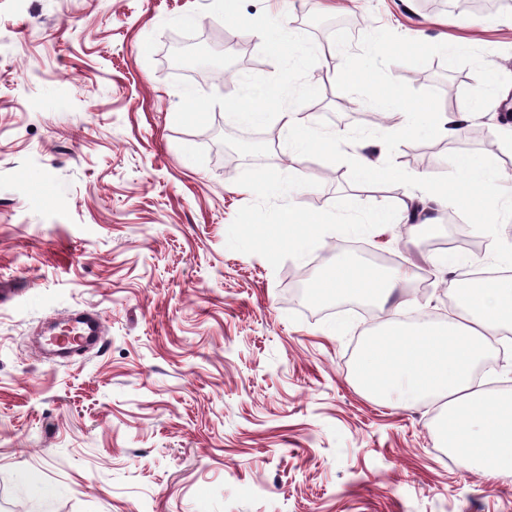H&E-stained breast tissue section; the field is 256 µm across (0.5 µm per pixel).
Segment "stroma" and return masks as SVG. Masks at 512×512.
Segmentation results:
<instances>
[{"mask_svg": "<svg viewBox=\"0 0 512 512\" xmlns=\"http://www.w3.org/2000/svg\"><path fill=\"white\" fill-rule=\"evenodd\" d=\"M211 2L0 0V512H512V479L444 456L439 400L397 406L355 383L382 310L327 313L313 295L340 260L396 256L430 275L424 292L405 288L407 311L447 321L453 294L427 237L363 222L408 185L353 184L346 165L296 154L280 125L267 137L218 106L205 129L176 124L167 49L183 37L165 20L199 13L203 55L183 77L200 92L277 70L257 34L205 13ZM243 12L282 16L318 47L343 42L419 105L420 127L456 108L494 130L434 152L403 143L405 171L443 180L462 153L512 165V120L484 81L496 72L512 91V7L245 0ZM325 69L310 70L320 96L296 113L333 130L341 96ZM444 71L460 77L452 102ZM290 206L341 226L304 253L272 251L254 231ZM80 310L101 317L99 346L48 360L46 327Z\"/></svg>", "mask_w": 512, "mask_h": 512, "instance_id": "stroma-1", "label": "stroma"}]
</instances>
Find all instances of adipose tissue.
I'll return each instance as SVG.
<instances>
[{"label":"adipose tissue","mask_w":512,"mask_h":512,"mask_svg":"<svg viewBox=\"0 0 512 512\" xmlns=\"http://www.w3.org/2000/svg\"><path fill=\"white\" fill-rule=\"evenodd\" d=\"M455 174L444 181L427 175H402L366 155L357 156V182L405 178L412 191L396 209L373 213L370 224L386 230L392 224H415L433 235L437 213L450 208L468 214L476 230L501 223L506 213L492 189L501 179L499 169L473 155L454 160ZM326 226L323 218L302 219L295 209L281 211L272 228L279 246L302 252ZM409 279L405 269L366 268L345 259L314 285L328 301L352 299L387 308L382 330L363 347L354 375L368 393L409 405L426 396L446 399V412L436 433L442 447L468 469L493 478L512 477V392L491 390L475 383L473 372L491 336L512 326V275L470 278L453 294L458 314L445 326L402 322L403 302H392Z\"/></svg>","instance_id":"ef3b65f1"}]
</instances>
